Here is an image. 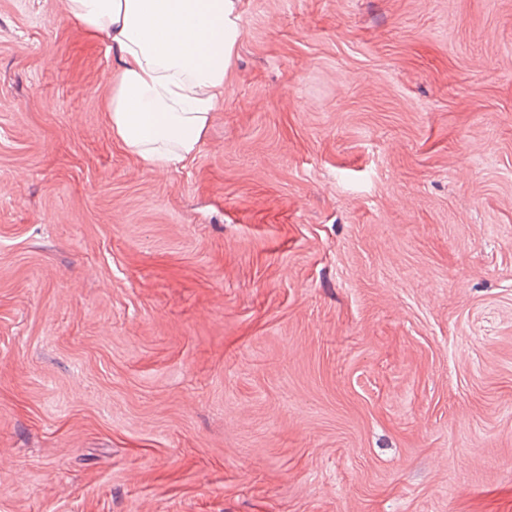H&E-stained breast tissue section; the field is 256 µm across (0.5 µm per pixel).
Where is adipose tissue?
<instances>
[{"label": "adipose tissue", "mask_w": 512, "mask_h": 512, "mask_svg": "<svg viewBox=\"0 0 512 512\" xmlns=\"http://www.w3.org/2000/svg\"><path fill=\"white\" fill-rule=\"evenodd\" d=\"M63 8L119 54L113 137L155 169L192 162L243 33L239 0H64Z\"/></svg>", "instance_id": "adipose-tissue-1"}]
</instances>
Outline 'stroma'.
Masks as SVG:
<instances>
[{
	"instance_id": "35a3bbf8",
	"label": "stroma",
	"mask_w": 512,
	"mask_h": 512,
	"mask_svg": "<svg viewBox=\"0 0 512 512\" xmlns=\"http://www.w3.org/2000/svg\"><path fill=\"white\" fill-rule=\"evenodd\" d=\"M186 167L0 0V512H512V0H240Z\"/></svg>"
}]
</instances>
